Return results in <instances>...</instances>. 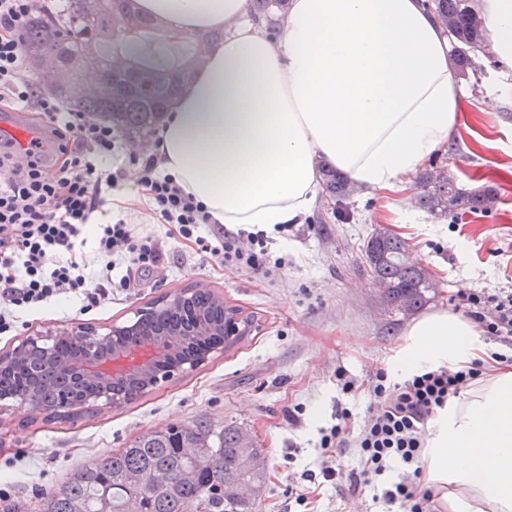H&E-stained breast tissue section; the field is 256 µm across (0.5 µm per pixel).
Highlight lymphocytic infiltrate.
Returning <instances> with one entry per match:
<instances>
[{"mask_svg":"<svg viewBox=\"0 0 512 512\" xmlns=\"http://www.w3.org/2000/svg\"><path fill=\"white\" fill-rule=\"evenodd\" d=\"M38 0H0V108L36 112L43 133L33 149L17 152L0 144V334L16 328V314L65 294H79L86 309L129 291V276L113 277L117 260L141 272L157 266L162 241L135 233L125 220L106 224L95 217L119 180L103 167L123 142L111 126L81 112L65 110L39 83L24 75L23 38ZM130 164L139 170V185L153 211L175 224L184 239L225 268L265 277L285 266L274 256L264 231L217 229L213 240L198 236L210 217L201 204L163 173L154 154L135 153ZM94 232L102 280L97 291L85 288V266L69 254L87 232ZM456 308L494 344L488 359L453 370L441 368L393 382L377 370L367 388L369 402L362 420H355L346 396L356 383L337 373L343 401L336 404V422L322 430L324 462L319 473L305 474L335 484L339 495L371 493L390 512H433L434 495L421 481V452L429 420L437 409L458 397L483 375L487 361L512 363V289L458 291ZM353 449L355 466L343 459Z\"/></svg>","mask_w":512,"mask_h":512,"instance_id":"f902f5d3","label":"lymphocytic infiltrate"}]
</instances>
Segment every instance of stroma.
<instances>
[{
	"label": "stroma",
	"instance_id": "35a3bbf8",
	"mask_svg": "<svg viewBox=\"0 0 512 512\" xmlns=\"http://www.w3.org/2000/svg\"><path fill=\"white\" fill-rule=\"evenodd\" d=\"M479 76L460 83L466 92L457 140L431 161L460 187L496 188L492 212L439 217L411 204L414 184L387 197L355 193L342 208L328 199L307 223L276 235L271 246L284 257L279 275L261 278L224 270L162 223L149 207L135 205L126 219L135 231L159 237L160 267L132 272L128 295L88 313L64 298L23 313V326L0 335V352L27 337L85 323L106 330L133 320L152 299L189 286H205L251 316L250 332L200 367L162 382L122 407L97 406L94 417L46 424L40 413H0V497L38 503L76 465L118 452L137 437L172 422L200 417L241 427L265 456L267 480L255 512H299L289 493L303 471H318L320 428L334 422L342 393L337 371L366 384L403 340L413 319L388 312L366 271L363 246L385 229L404 238L439 283L426 312L453 311L463 288L512 289V72L491 56L475 54ZM302 406L299 423L287 418Z\"/></svg>",
	"mask_w": 512,
	"mask_h": 512
}]
</instances>
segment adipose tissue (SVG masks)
<instances>
[{"label":"adipose tissue","mask_w":512,"mask_h":512,"mask_svg":"<svg viewBox=\"0 0 512 512\" xmlns=\"http://www.w3.org/2000/svg\"><path fill=\"white\" fill-rule=\"evenodd\" d=\"M169 41L220 29L156 133L164 173L212 223L301 224L324 160L369 193L400 190L458 132L465 92L427 0H288L269 39L249 0H137ZM512 68V0H478ZM473 323L416 320L387 361L405 379L484 357ZM423 478L444 512H512V367L494 365L433 418Z\"/></svg>","instance_id":"obj_1"}]
</instances>
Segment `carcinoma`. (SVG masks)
Returning <instances> with one entry per match:
<instances>
[{"label": "carcinoma", "instance_id": "1", "mask_svg": "<svg viewBox=\"0 0 512 512\" xmlns=\"http://www.w3.org/2000/svg\"><path fill=\"white\" fill-rule=\"evenodd\" d=\"M287 0H250L253 17L262 22L267 36L281 34L280 12ZM432 10L448 33V62L460 75L471 65L472 54L486 50L489 34L476 0H430ZM132 15L136 30L124 35L115 30L117 19ZM105 49L89 57L87 38ZM217 31L188 38L161 60L150 51L166 41L162 26L141 16L133 0H66L64 13L35 14L27 25L24 54L34 62L46 53L57 55L71 68L72 85L57 97L70 109L104 118L124 128L134 139L146 137L158 118L157 104L169 102L180 84L198 68L194 44L223 39ZM124 66L123 82L129 90L119 104L103 88L85 82V69L112 71ZM150 81V93L134 85ZM323 180L336 206L354 192L350 180L330 167ZM414 203L432 212L457 215L489 212L497 196L491 189L468 191L445 170H424L414 181ZM373 278L387 288L383 299L392 310L415 313L431 299L424 268L403 260L408 243L398 235H371L364 247ZM143 329L151 332L182 330L202 319L224 343L239 340L248 319L224 303V297L198 291L182 298L162 297L143 308ZM91 345L80 336L55 340L49 356L38 352L6 353L0 364V393H21L45 413V421L67 420L87 413L81 403L85 387L58 376ZM266 478L262 449L252 444L240 428H229L206 418L192 423H171L165 429L133 440L116 453L76 467L55 484L35 508L4 506L0 512H255L256 497Z\"/></svg>", "mask_w": 512, "mask_h": 512}]
</instances>
